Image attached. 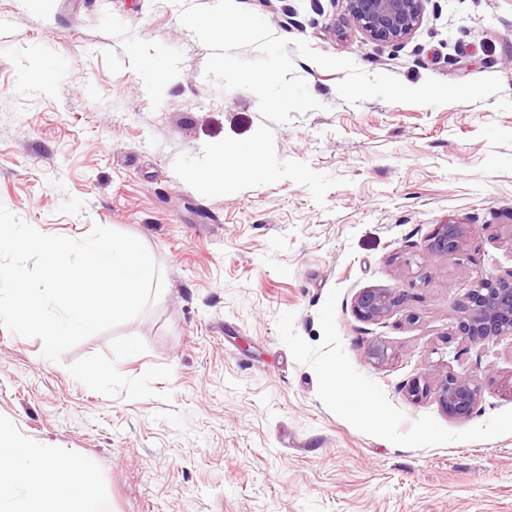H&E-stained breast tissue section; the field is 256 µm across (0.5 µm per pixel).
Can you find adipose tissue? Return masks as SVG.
<instances>
[{
    "mask_svg": "<svg viewBox=\"0 0 512 512\" xmlns=\"http://www.w3.org/2000/svg\"><path fill=\"white\" fill-rule=\"evenodd\" d=\"M243 153L238 146L216 148L213 169L197 172V179L223 192ZM0 512H103V499L87 460H61L0 436Z\"/></svg>",
    "mask_w": 512,
    "mask_h": 512,
    "instance_id": "ef3b65f1",
    "label": "adipose tissue"
}]
</instances>
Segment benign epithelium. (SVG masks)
Here are the masks:
<instances>
[{
    "mask_svg": "<svg viewBox=\"0 0 512 512\" xmlns=\"http://www.w3.org/2000/svg\"><path fill=\"white\" fill-rule=\"evenodd\" d=\"M345 10L371 39L385 44H399L416 29L422 18L425 0H343ZM465 235L460 224H438L429 236V252L457 255L463 251ZM396 298L387 289H364L355 300L356 314L364 320L386 315ZM512 335V273L486 278L469 289L461 307L455 336L470 343ZM434 393L448 417L466 420L477 405L479 387L474 378L446 372L433 386L415 381L410 395L418 399Z\"/></svg>",
    "mask_w": 512,
    "mask_h": 512,
    "instance_id": "benign-epithelium-1",
    "label": "benign epithelium"
}]
</instances>
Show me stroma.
I'll use <instances>...</instances> for the list:
<instances>
[{"mask_svg": "<svg viewBox=\"0 0 512 512\" xmlns=\"http://www.w3.org/2000/svg\"><path fill=\"white\" fill-rule=\"evenodd\" d=\"M236 2L367 73L512 97V0H426L398 45L343 0ZM208 54L171 0H0V204L47 235H132L165 284L56 362L0 328V432L91 459L106 512H512V335L452 336L468 289L512 272V111L352 104L298 56L321 107L278 125L205 80ZM222 144L256 151L220 194L191 174ZM451 219L463 253L431 255ZM365 288L401 300L366 321ZM449 371L480 388L468 420L408 394Z\"/></svg>", "mask_w": 512, "mask_h": 512, "instance_id": "obj_1", "label": "stroma"}]
</instances>
